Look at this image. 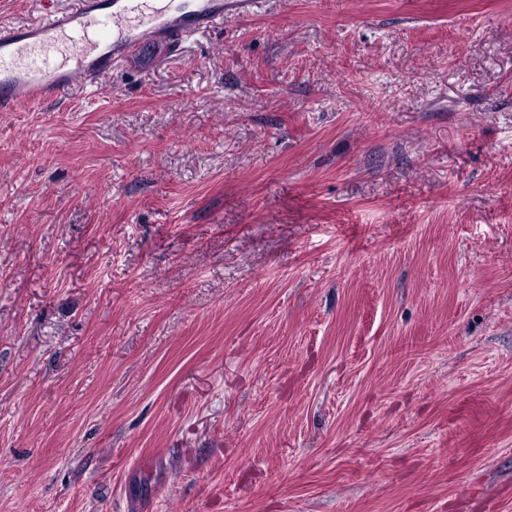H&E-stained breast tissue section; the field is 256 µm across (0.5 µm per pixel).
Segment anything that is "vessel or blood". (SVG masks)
<instances>
[{"label":"vessel or blood","instance_id":"obj_1","mask_svg":"<svg viewBox=\"0 0 512 512\" xmlns=\"http://www.w3.org/2000/svg\"><path fill=\"white\" fill-rule=\"evenodd\" d=\"M264 0H74L68 9L0 27V105H38L84 80L95 85L147 46L176 50L185 37L256 13Z\"/></svg>","mask_w":512,"mask_h":512}]
</instances>
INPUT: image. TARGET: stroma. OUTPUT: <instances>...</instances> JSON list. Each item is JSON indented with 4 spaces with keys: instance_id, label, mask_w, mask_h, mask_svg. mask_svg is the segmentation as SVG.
Instances as JSON below:
<instances>
[{
    "instance_id": "1",
    "label": "stroma",
    "mask_w": 512,
    "mask_h": 512,
    "mask_svg": "<svg viewBox=\"0 0 512 512\" xmlns=\"http://www.w3.org/2000/svg\"><path fill=\"white\" fill-rule=\"evenodd\" d=\"M0 512H512V0H266L0 110Z\"/></svg>"
}]
</instances>
